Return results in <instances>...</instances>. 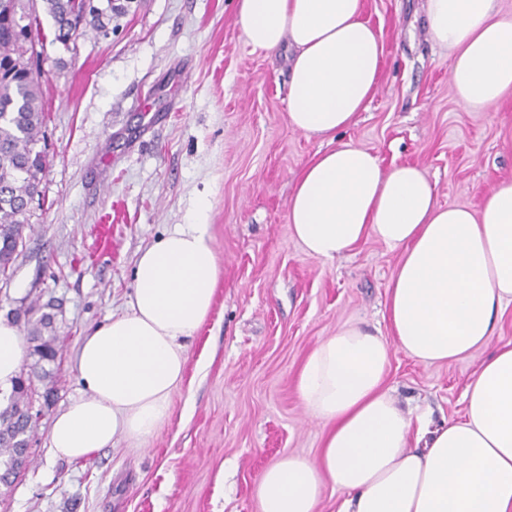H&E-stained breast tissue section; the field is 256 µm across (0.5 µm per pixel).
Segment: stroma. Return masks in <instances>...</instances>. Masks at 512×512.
Wrapping results in <instances>:
<instances>
[{
	"label": "stroma",
	"mask_w": 512,
	"mask_h": 512,
	"mask_svg": "<svg viewBox=\"0 0 512 512\" xmlns=\"http://www.w3.org/2000/svg\"><path fill=\"white\" fill-rule=\"evenodd\" d=\"M424 6L364 0L384 34L381 81L336 139L383 166L423 168L439 203L475 210L494 179L512 177V92L484 112L464 107ZM289 56L246 43L235 0H132L106 30L45 44L42 200L12 273L0 276V318L24 325L30 304L53 314L61 350L51 376L32 383L30 463L0 484V512H261L266 467L319 456L324 426L299 397V370L347 323L390 336L399 254L369 238L325 261L293 238V182L328 144L288 123ZM202 203L216 293L169 421L85 461L53 458V418L82 390L80 343L128 311L140 254ZM486 356L426 365L397 350L387 383L437 425L463 415L465 384Z\"/></svg>",
	"instance_id": "1"
}]
</instances>
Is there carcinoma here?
Wrapping results in <instances>:
<instances>
[{"mask_svg":"<svg viewBox=\"0 0 512 512\" xmlns=\"http://www.w3.org/2000/svg\"><path fill=\"white\" fill-rule=\"evenodd\" d=\"M54 21V41L67 44L78 25L85 22L97 29L103 19L112 18L122 7L106 0L104 12L78 14L75 0H42ZM30 29V49L40 59L43 46L37 37V6L34 0H0V274L13 268L18 245L23 243L29 224L20 221L17 203L31 200L41 193L42 142L45 140V119L40 66L26 67L20 63L21 47L17 45L16 26ZM29 355L34 359L31 374L44 378L45 365L56 362L58 336L54 333L53 315L43 313L27 319ZM27 392L13 389L5 408L0 410V466L5 473L16 470L24 452L28 423L20 408L26 406Z\"/></svg>","mask_w":512,"mask_h":512,"instance_id":"carcinoma-1","label":"carcinoma"}]
</instances>
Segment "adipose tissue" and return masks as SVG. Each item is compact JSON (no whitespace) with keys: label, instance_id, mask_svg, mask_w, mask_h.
<instances>
[{"label":"adipose tissue","instance_id":"obj_1","mask_svg":"<svg viewBox=\"0 0 512 512\" xmlns=\"http://www.w3.org/2000/svg\"><path fill=\"white\" fill-rule=\"evenodd\" d=\"M428 37L451 53L458 100L474 112L512 91V14L498 0H427ZM247 44L294 50L288 122L332 141L297 176L288 222L304 251L343 257L372 238L400 251L388 285L385 339L350 324L322 337L298 375L307 411L327 427L319 458L288 456L257 482L262 512H317L326 489L340 512H512V343L492 347L465 387V412L434 429L414 425L386 386L392 347L424 364L491 346L512 304V178L479 210L437 202L418 166L383 168L371 150L337 142L366 111L380 79L382 31L363 0H237ZM125 314L85 336L75 365L86 389L53 419L55 456L86 460L124 437L142 441L170 416L187 342L206 321L217 262L203 217L164 233L134 271ZM19 327L0 319V392L23 362ZM423 438V447L411 445Z\"/></svg>","mask_w":512,"mask_h":512}]
</instances>
